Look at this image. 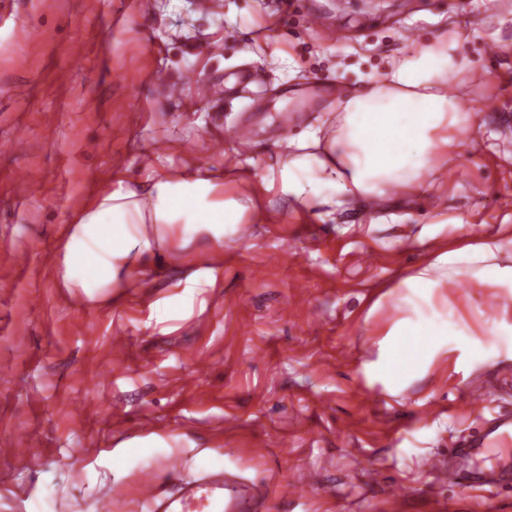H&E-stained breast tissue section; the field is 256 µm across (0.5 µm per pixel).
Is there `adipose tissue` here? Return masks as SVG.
I'll use <instances>...</instances> for the list:
<instances>
[{
  "label": "adipose tissue",
  "instance_id": "ef3b65f1",
  "mask_svg": "<svg viewBox=\"0 0 512 512\" xmlns=\"http://www.w3.org/2000/svg\"><path fill=\"white\" fill-rule=\"evenodd\" d=\"M456 66L452 50L419 47L367 94L347 102L343 124L334 134L324 137L310 126L285 139L283 160L270 169L267 182L304 206L331 204L321 192L325 185L377 196L392 183L413 192L426 187L437 156L447 155L462 122L448 94ZM308 170L317 171V178H305ZM114 179L64 224L55 254L56 287L89 306L114 302L172 260L189 264L194 239L222 249L227 227L238 224L245 209L238 199L225 197L220 169L152 167L136 180L120 173ZM500 250L498 240L487 238L442 253L405 285L430 298L444 286L442 270L474 265L480 284L512 290V265L494 261ZM390 333L378 371L399 381L456 343L460 331L451 319L441 318L426 328L425 343L407 342V326L394 325Z\"/></svg>",
  "mask_w": 512,
  "mask_h": 512
}]
</instances>
